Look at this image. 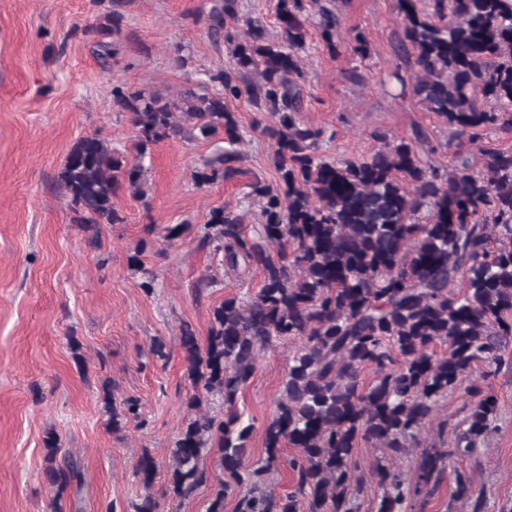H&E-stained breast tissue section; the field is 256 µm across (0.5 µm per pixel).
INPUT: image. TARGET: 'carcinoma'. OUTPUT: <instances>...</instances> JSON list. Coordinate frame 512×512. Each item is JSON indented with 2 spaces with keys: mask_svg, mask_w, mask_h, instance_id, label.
<instances>
[{
  "mask_svg": "<svg viewBox=\"0 0 512 512\" xmlns=\"http://www.w3.org/2000/svg\"><path fill=\"white\" fill-rule=\"evenodd\" d=\"M403 15L400 52L414 59L413 95L475 150L455 154L448 172L423 162L401 140H383L370 157L343 163L318 155L322 132L301 123L305 111L303 56L311 28L336 54L340 18L335 0H277L280 37L263 25L238 29V0H209L199 17L235 60L234 72H209L213 92L162 97L115 86L113 104L129 114L136 158L172 137H222L228 148L195 174L200 186L245 174L236 113L227 102L245 98L268 120L262 132L276 146L280 183H248L262 223L247 233L243 217L212 211L200 245L222 254L235 270L261 267L255 295L230 296L211 314L205 347L192 329L180 343L191 386L193 416L172 442L169 487L185 501L213 486L208 512H359L364 479L354 452L360 440L382 448L370 470L381 490L377 512H405L445 481L468 512H486L483 490L454 459L470 456L495 429L498 398L488 379L512 369V150L484 141L490 128L512 131V0H397ZM124 0H110L103 24L84 33L108 38L124 30ZM58 184L71 199L73 222L92 231L122 221L113 198L122 189L146 197L144 168L92 133L69 148ZM184 233L166 225L168 246ZM298 340L276 411L264 427V456L244 466L253 424L235 408L255 372L259 353L280 340ZM438 346L447 347L442 355ZM372 369L366 382L362 373ZM463 389V417L439 425V444L425 449L409 472L392 460L419 443L439 401ZM112 429L140 416V403L118 404L104 386ZM224 399L223 417L202 409L203 395ZM293 489L266 485L283 447ZM46 476L63 493L80 482L77 462L55 435L45 439ZM217 448L215 469L203 463ZM135 474L145 486L156 475L143 454Z\"/></svg>",
  "mask_w": 512,
  "mask_h": 512,
  "instance_id": "obj_1",
  "label": "carcinoma"
}]
</instances>
